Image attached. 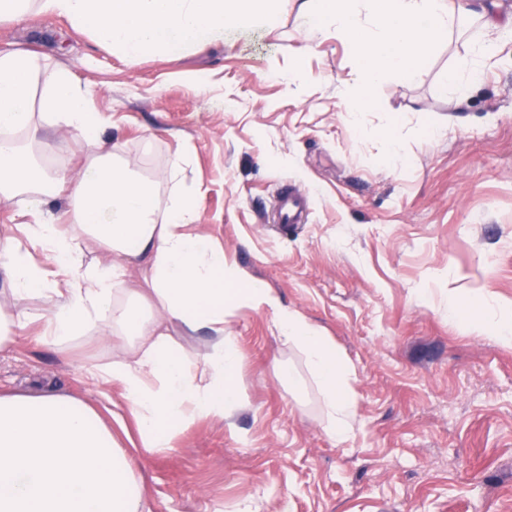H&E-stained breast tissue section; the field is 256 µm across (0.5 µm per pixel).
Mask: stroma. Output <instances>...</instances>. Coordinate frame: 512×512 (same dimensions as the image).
Segmentation results:
<instances>
[{"label": "stroma", "instance_id": "stroma-1", "mask_svg": "<svg viewBox=\"0 0 512 512\" xmlns=\"http://www.w3.org/2000/svg\"><path fill=\"white\" fill-rule=\"evenodd\" d=\"M279 5L273 27L134 65L60 17L0 21V53L62 61L140 173L190 155L202 231L344 358L345 436L325 433L303 352L247 306L224 313L244 356L233 422L199 419L168 452L133 447L120 386L91 374L125 338L89 332L57 350L20 337L0 351V393L95 408L131 449L149 512H235L248 496L256 512H512V345L448 316L453 296L488 326L512 319V42L477 55L492 30L455 19L416 79L385 74L372 109L354 112L352 46L302 30L297 0ZM472 71L459 98L448 75ZM285 187L307 195L308 221L284 230L270 214ZM279 365L300 385L281 383Z\"/></svg>", "mask_w": 512, "mask_h": 512}]
</instances>
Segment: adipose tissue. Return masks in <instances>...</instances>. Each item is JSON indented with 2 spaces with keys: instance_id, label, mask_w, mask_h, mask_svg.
<instances>
[{
  "instance_id": "ef3b65f1",
  "label": "adipose tissue",
  "mask_w": 512,
  "mask_h": 512,
  "mask_svg": "<svg viewBox=\"0 0 512 512\" xmlns=\"http://www.w3.org/2000/svg\"><path fill=\"white\" fill-rule=\"evenodd\" d=\"M380 25L358 21L350 0H302L308 30L331 29L350 41L364 88L386 72L415 78L431 49L446 39L448 23L468 0H368ZM41 101H34L35 88ZM112 125L95 93L69 70L25 51L0 54V199L18 202L16 227L0 225V271L10 283L0 302V350L38 324V338L65 347L93 331L104 342L125 335L122 355L96 374L116 383L141 446L171 450L177 433L201 418L231 419L242 356L224 333L229 302L268 310L283 344L300 347L320 385L325 431L343 436L353 406L342 385L345 360L327 337L284 307L271 289L224 261V247L199 232L201 188L185 183L188 154L173 157L149 178L125 164L120 143L104 144ZM64 128L93 149L79 173L34 167L19 138L50 155L42 127ZM167 197H160V184ZM64 202L65 214L55 210ZM100 256L85 259L87 246ZM143 267L147 291L128 287L131 268ZM210 335L204 354L188 357L171 329ZM133 459L87 404L53 393L0 394V512H147Z\"/></svg>"
}]
</instances>
